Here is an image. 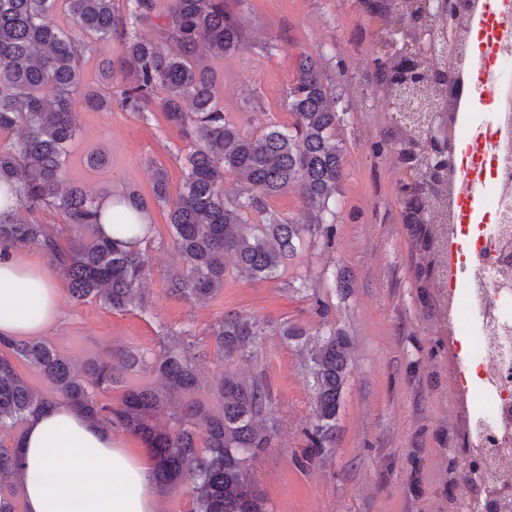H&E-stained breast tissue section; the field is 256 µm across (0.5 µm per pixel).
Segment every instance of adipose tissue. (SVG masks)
I'll return each mask as SVG.
<instances>
[{
	"instance_id": "ef3b65f1",
	"label": "adipose tissue",
	"mask_w": 512,
	"mask_h": 512,
	"mask_svg": "<svg viewBox=\"0 0 512 512\" xmlns=\"http://www.w3.org/2000/svg\"><path fill=\"white\" fill-rule=\"evenodd\" d=\"M59 315V288L41 265L0 260V335L34 336ZM16 479L25 512H157L162 490L148 455L63 401L31 419Z\"/></svg>"
}]
</instances>
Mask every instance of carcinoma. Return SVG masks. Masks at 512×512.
I'll list each match as a JSON object with an SVG mask.
<instances>
[{
	"mask_svg": "<svg viewBox=\"0 0 512 512\" xmlns=\"http://www.w3.org/2000/svg\"><path fill=\"white\" fill-rule=\"evenodd\" d=\"M72 25L64 30L48 16L56 0H0V131L22 128L10 146L0 147V184L7 206L0 214V252L39 248L62 273L69 296L98 299L109 309L128 311L144 303L151 275L140 247L137 219L144 204L132 195L126 209L109 221L119 237L99 235L98 200L66 175V154L76 136L73 98L82 96L92 111L110 108V99L83 83L81 59L88 36L119 41L123 55L103 62L100 83L119 87L122 109L143 119L158 102L166 120L189 146L179 201L170 213L172 241L182 266L167 275L170 294L204 302L224 286L226 259L235 273L253 281L275 280L285 261L295 257L306 237L331 239L335 204L342 195L345 150L338 137L345 110L324 77L321 58L308 52L296 61L287 92L289 127L246 126L217 100L215 75L208 60L227 59L250 38L240 0H63ZM357 11L378 26L379 63L374 91L390 104L388 136L398 144L401 173L398 204L411 243L417 288L428 292L447 272L448 195L454 173L447 163L428 164L423 131L404 113L413 99L404 87L422 88L423 97L445 112L448 74L431 66L414 33L394 30L415 21L429 31L448 30V0L426 9L422 0H353ZM149 28L153 36L141 34ZM237 189L225 188L226 177ZM152 192L164 203L167 176L156 173ZM298 194L301 213L282 217L270 199ZM53 208L76 231L66 245L44 224L21 218L18 210ZM89 229L92 235L81 232ZM428 316L448 326V302L430 296ZM266 330L242 315L224 317L212 330L214 347L227 366L209 383L212 399L195 398L201 386L204 352L179 331L163 336L150 362L133 351L91 360L81 367L52 346L36 340L0 336V478L20 465L19 441L4 435L66 400L105 428L119 427L152 450L155 482L186 486L190 512H268L266 499L251 477L248 462L271 447L275 422L265 386L228 368L252 352ZM314 425L311 448L322 452L336 440V421L350 374L351 341L339 329L317 334L308 351ZM23 362L53 389H32L16 368ZM149 365L153 385L126 384V375ZM125 387L121 402L99 399ZM461 441L465 457L448 463V485L474 462L467 419L448 420V446Z\"/></svg>",
	"mask_w": 512,
	"mask_h": 512,
	"instance_id": "obj_1",
	"label": "carcinoma"
}]
</instances>
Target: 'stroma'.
Segmentation results:
<instances>
[{
	"instance_id": "obj_1",
	"label": "stroma",
	"mask_w": 512,
	"mask_h": 512,
	"mask_svg": "<svg viewBox=\"0 0 512 512\" xmlns=\"http://www.w3.org/2000/svg\"><path fill=\"white\" fill-rule=\"evenodd\" d=\"M241 12L258 43L268 39L273 48L264 55L257 43L213 60L227 111L244 122L291 124L286 95L296 58L305 51L320 55L346 111L339 130L346 178L331 240L304 243L276 280L231 273L223 290L202 304L170 295L165 276L180 257L169 212L178 202L188 146L162 113L141 120L115 104L116 88L104 86L110 109L74 103L79 132L67 174L97 199L135 194L145 202L151 280L143 307L127 312L61 294L60 317L40 338L79 365L122 348L148 354L166 331H183L208 349L200 367L210 380L222 368L211 349L213 326L228 313L256 319L268 333L254 355L236 359L232 368L269 391L276 433L250 467L268 512H448V419L459 401L448 383V339L423 318L397 204L395 144L382 137L387 114L375 106L367 80L376 58L375 28L349 0H244ZM93 152L106 156V168L86 166ZM159 169L171 187L164 204L152 194ZM341 268L352 274L344 293L334 286ZM284 323L310 332L327 323L352 343L336 441L314 457L311 377L304 351L280 335Z\"/></svg>"
}]
</instances>
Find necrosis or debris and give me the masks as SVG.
I'll return each instance as SVG.
<instances>
[{
	"label": "necrosis or debris",
	"mask_w": 512,
	"mask_h": 512,
	"mask_svg": "<svg viewBox=\"0 0 512 512\" xmlns=\"http://www.w3.org/2000/svg\"><path fill=\"white\" fill-rule=\"evenodd\" d=\"M433 65L447 68L473 105L458 102L452 134L461 150L448 222L462 243L450 301L456 384L470 404L473 444L492 449L488 469L465 482L512 478V0H474Z\"/></svg>",
	"instance_id": "obj_1"
}]
</instances>
